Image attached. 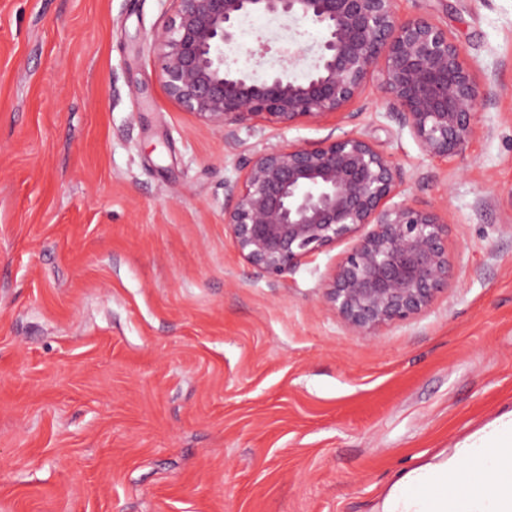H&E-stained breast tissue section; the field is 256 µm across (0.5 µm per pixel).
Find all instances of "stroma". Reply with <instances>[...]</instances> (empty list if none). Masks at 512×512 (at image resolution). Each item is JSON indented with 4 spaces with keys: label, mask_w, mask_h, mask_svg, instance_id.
<instances>
[{
    "label": "stroma",
    "mask_w": 512,
    "mask_h": 512,
    "mask_svg": "<svg viewBox=\"0 0 512 512\" xmlns=\"http://www.w3.org/2000/svg\"><path fill=\"white\" fill-rule=\"evenodd\" d=\"M170 0H0V512H371L397 474L512 410V0H398L484 89L456 155H424L369 83L353 117L237 128L169 101ZM250 16L235 69L269 34ZM360 134L444 210L448 287L355 336L322 298L347 242L272 280L224 186L267 145Z\"/></svg>",
    "instance_id": "stroma-1"
}]
</instances>
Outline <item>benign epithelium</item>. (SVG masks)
<instances>
[{
	"label": "benign epithelium",
	"instance_id": "benign-epithelium-1",
	"mask_svg": "<svg viewBox=\"0 0 512 512\" xmlns=\"http://www.w3.org/2000/svg\"><path fill=\"white\" fill-rule=\"evenodd\" d=\"M154 39V68L167 98L232 139L250 123L288 129L320 123L378 90L421 152L446 157L478 130L484 94L464 52L429 18L402 19L396 0H171ZM306 21L315 46L278 50L281 68L263 79L226 62L249 16ZM313 54L303 79L289 72ZM403 174L362 135L270 145L224 185V223L243 260L271 279L342 241L350 248L324 284L327 306L357 336L415 316L448 288V231L437 211L403 199Z\"/></svg>",
	"mask_w": 512,
	"mask_h": 512
}]
</instances>
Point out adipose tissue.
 <instances>
[{"instance_id": "adipose-tissue-1", "label": "adipose tissue", "mask_w": 512, "mask_h": 512, "mask_svg": "<svg viewBox=\"0 0 512 512\" xmlns=\"http://www.w3.org/2000/svg\"><path fill=\"white\" fill-rule=\"evenodd\" d=\"M372 512H512V410L400 474Z\"/></svg>"}]
</instances>
